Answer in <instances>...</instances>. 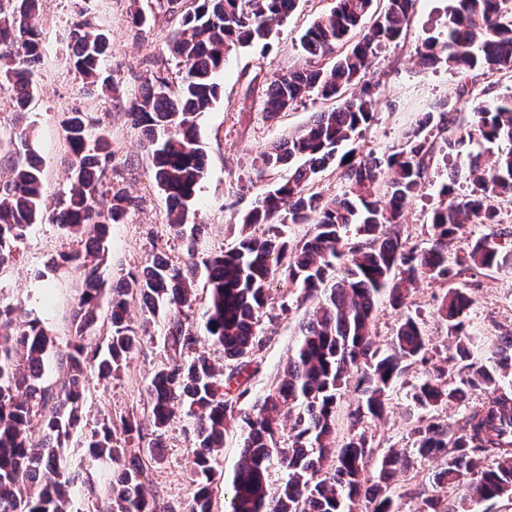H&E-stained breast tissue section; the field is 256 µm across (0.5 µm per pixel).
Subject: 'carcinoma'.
<instances>
[{"instance_id":"carcinoma-1","label":"carcinoma","mask_w":512,"mask_h":512,"mask_svg":"<svg viewBox=\"0 0 512 512\" xmlns=\"http://www.w3.org/2000/svg\"><path fill=\"white\" fill-rule=\"evenodd\" d=\"M40 0H0V78L26 110L42 44ZM298 0H191L179 29L170 33L167 50L185 66L173 88L156 78L127 115L139 126L151 155L155 180L166 195L169 227L177 235L196 236L188 224L197 189L205 176V152L196 119L217 100L216 76L229 52L271 37ZM336 0L333 10L314 21L301 37L307 65L272 80L262 111L269 120L288 112L314 93L340 99V106L315 112L289 138L258 157L259 173L288 168V180L267 192L245 212L243 227L271 226L260 236H240L237 244L211 258L206 268L209 304L207 335L224 350L218 367L197 352L199 336L182 318L195 301L193 279L155 255L139 273L117 285L107 284L100 269L107 251L109 226L120 224L138 201L125 191L103 188L115 159L104 135L92 136L88 116L74 109L62 120L72 155L69 195L52 221L65 232L85 238L82 250L62 252L53 267L83 272L84 286L71 324L67 350H56L38 318L23 319L20 306L0 302V512H68L73 479L59 470V450L81 429L87 448L83 482L97 502L96 512H174L152 497L143 482L145 431H152L151 459L161 458L160 440L185 411L196 439L197 486L181 512H213V478L224 435L240 433V458L225 488V512H353L363 498L371 512H399L390 480L407 469V459L390 449L374 457L372 437L362 427L383 417L395 386L407 370L425 366V376L406 392L412 421V454L439 460L432 475L434 494L422 512H455L447 490L466 483L467 496L479 504L512 495V339L489 347L488 357L472 349L465 331L471 299L453 283L472 268L491 271L512 264V229L477 238L463 257L449 260L448 244L466 224H501L499 198L512 197V93L472 104L468 130L450 137L445 147L461 155L471 142L498 145L485 158L468 154L452 168L449 183L430 215V239L420 246L402 239L403 212L425 187L433 161L430 130L449 128L455 106L444 103L421 114L395 152L381 158L360 155L352 147L377 109L378 83L367 79L379 47L398 40L407 28L415 0ZM368 31L340 53L336 46L360 28ZM73 67L92 89L112 93V78L102 64L109 38L91 20L72 25ZM422 65L445 63L461 76L459 95L470 93L472 74L512 75V5L509 0H453L445 38L425 46ZM340 171L342 193L315 188L319 173ZM43 171L33 161L12 164L0 187V270L11 265L31 225L42 220ZM464 182L467 193L454 194ZM288 224H312L313 232L294 241ZM280 276L303 297L319 295L317 306L299 325L298 340L278 380L256 394L251 379L260 372L266 337L259 313L269 287ZM429 277L449 285L439 311L456 339V352L468 360L467 374L448 382V367L430 363V343L422 323L405 316L391 345L375 346L372 321L379 299L387 295L402 306L409 287ZM138 296L153 323L168 316L164 348L171 362L147 387L148 413L115 420L108 414L91 427L82 425L87 373L119 377L141 336L127 320L129 299ZM108 307V355L91 341L102 306ZM193 353L189 360L182 359ZM65 364L69 377L59 388L43 384L52 357ZM356 398L348 413L350 431L336 447L337 410L345 390ZM480 391L486 399L450 424L440 413ZM278 463L285 478L271 486L269 472ZM378 464L377 480L366 473Z\"/></svg>"}]
</instances>
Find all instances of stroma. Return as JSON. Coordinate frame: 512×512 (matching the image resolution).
<instances>
[{"mask_svg": "<svg viewBox=\"0 0 512 512\" xmlns=\"http://www.w3.org/2000/svg\"><path fill=\"white\" fill-rule=\"evenodd\" d=\"M451 0H416L413 20L404 39L383 48L370 71L378 80L379 103L371 124L355 141L361 153L381 156L396 148L404 131L419 113L431 105L449 101L456 105L455 131H464L471 120L466 99L459 96V76L446 64L425 68L419 55L426 40L442 39ZM190 0H41L40 30L45 55L37 67L38 92L26 114L13 104L9 84L0 83V138L16 139L21 129L33 132L37 160L44 170L43 206L54 209L66 198L70 180V156L61 121L68 110L79 109L92 117V135H106L116 158L106 181L135 197L139 206L123 223L112 225L108 256L103 266L109 283L140 270L153 255L165 256L175 268L195 280L196 297L189 322L203 332L208 303L205 263L236 243L233 225L255 201L288 178L285 169L267 171L256 177L255 157L268 145L286 138L305 125L312 114L333 107V100L310 95L274 121L267 120L262 103L270 82L278 75L301 67L304 56L299 37L319 16L330 13L335 0H301L287 21L277 27L268 45H253L230 52L224 69L217 76L221 94L209 112L198 120L201 145L206 155V174L189 217L190 223L205 227L202 241L190 246L169 228L168 206L158 187L141 131L127 115L129 104L141 96L147 83L158 77L177 85L183 67L166 49L169 33L178 27ZM145 11L150 24L137 27L135 11ZM94 18L110 38L112 49L104 66L118 87L107 97L89 92L78 73L61 61L69 43L71 25L80 16ZM442 160H435L422 194L406 208L401 231L409 243L427 238L429 216L439 200L438 190L447 182ZM78 239L49 221L30 229L19 248L20 257L6 274L0 275V301L22 304L26 312L40 317L51 329L57 347H65L70 334L71 316L83 288L76 270L62 268L47 272V279L36 278V271H47L51 256L78 249ZM458 286L466 288L473 304L469 327L478 343L489 344L512 337V268L477 272L461 277ZM444 283L420 280L412 289L405 307L381 299L373 319V338L388 347L397 324L409 314L423 322L431 342L430 357L447 362L452 374H459L463 363L448 336L438 308L445 294ZM312 306L299 290L283 279L273 281L266 313L259 326L268 342L263 368L251 384L260 393L271 387L286 362L298 336V325ZM164 325L154 323L151 335L124 366L119 378L101 381L90 378L85 392V422L101 414L120 416L147 405L146 389L154 372L167 360L163 346ZM403 388L392 394L391 407L382 420L372 423L373 442L379 451H405L411 446ZM195 439L174 423L164 435L162 460L145 466L143 479L149 493L181 506L194 491L192 473ZM434 462L415 460L408 472L391 481L400 512H420L423 501L433 492L431 474Z\"/></svg>", "mask_w": 512, "mask_h": 512, "instance_id": "stroma-1", "label": "stroma"}]
</instances>
